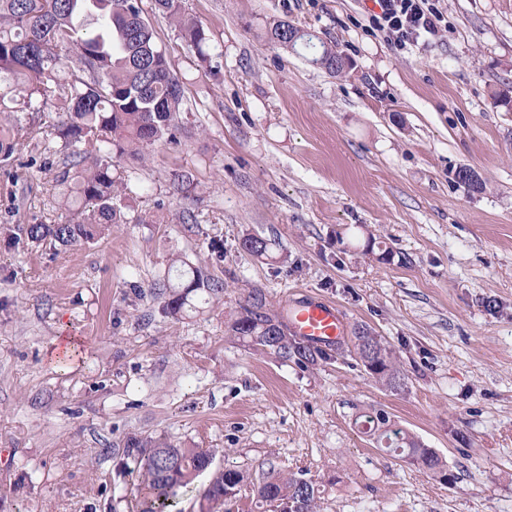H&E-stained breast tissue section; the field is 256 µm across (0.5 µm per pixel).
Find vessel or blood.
Masks as SVG:
<instances>
[{
  "label": "vessel or blood",
  "instance_id": "b4317fda",
  "mask_svg": "<svg viewBox=\"0 0 512 512\" xmlns=\"http://www.w3.org/2000/svg\"><path fill=\"white\" fill-rule=\"evenodd\" d=\"M288 327L294 335L318 343H333L344 336L346 317L334 302L308 297L289 309Z\"/></svg>",
  "mask_w": 512,
  "mask_h": 512
}]
</instances>
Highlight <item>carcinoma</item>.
<instances>
[{
    "label": "carcinoma",
    "instance_id": "cac0c4a2",
    "mask_svg": "<svg viewBox=\"0 0 512 512\" xmlns=\"http://www.w3.org/2000/svg\"><path fill=\"white\" fill-rule=\"evenodd\" d=\"M155 13L173 24L198 59L205 60L207 37L203 24L186 14L181 0H154ZM285 22L273 23L270 42L294 53L313 50L308 61L336 75L343 59L336 46L306 34L303 44L282 31ZM77 60V69L64 67L60 53ZM0 104L13 93L23 98L26 112H53L56 137L61 141L54 180L63 188L61 202L71 218L61 224H30L27 238L53 250L94 244L121 219L114 200L119 187L112 178V159L128 154L142 156L143 149L164 139H174L175 118L185 101L183 85L170 71L155 32L143 17L141 0H0ZM22 117L0 123V164L7 165L17 152L15 130ZM178 286L169 290L164 313L180 319L197 309L195 299L214 298L224 292V282L200 268L176 269ZM229 336L249 346L301 366L332 361L342 343L319 344L290 333L288 323L266 308L259 289L248 292L240 312L228 322ZM354 349L367 340L374 352L367 372L392 392L405 390L407 382L394 350L381 336L360 330ZM355 424L378 447L411 467L423 469L439 482L451 485L456 477L431 448L395 427L385 409L360 412ZM123 456L118 475L135 486L136 512H173L177 489L208 472L210 480L201 495L199 512H222L227 500L240 492L244 476L235 469L214 466V451L183 448L165 436L130 435L116 445ZM258 503L271 512H317V489L307 479L270 472L256 488Z\"/></svg>",
    "mask_w": 512,
    "mask_h": 512
}]
</instances>
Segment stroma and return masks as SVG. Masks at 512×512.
<instances>
[{
  "mask_svg": "<svg viewBox=\"0 0 512 512\" xmlns=\"http://www.w3.org/2000/svg\"><path fill=\"white\" fill-rule=\"evenodd\" d=\"M368 5L182 0L209 38L201 65L142 0L186 100L174 141L114 159L122 219L96 244L28 241L67 214L43 165L54 113L20 130L0 167V512H132L105 446L134 434L217 449L244 475L227 512H263L272 470L311 480L320 512H512V109L495 102L512 86V0H439L447 30L402 52L366 31ZM277 20L335 45L347 71L272 45ZM176 257L224 282L180 320L154 288ZM253 288L277 314L335 302L342 356L303 368L228 337ZM361 326L396 350L404 391L364 370ZM62 336L79 339L63 363ZM370 406L456 483L375 448L354 424Z\"/></svg>",
  "mask_w": 512,
  "mask_h": 512,
  "instance_id": "35a3bbf8",
  "label": "stroma"
}]
</instances>
